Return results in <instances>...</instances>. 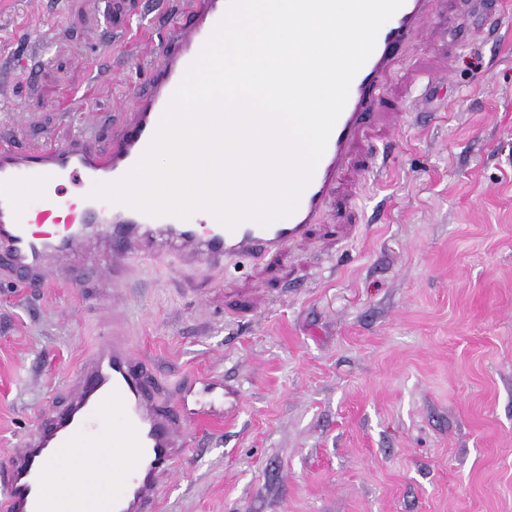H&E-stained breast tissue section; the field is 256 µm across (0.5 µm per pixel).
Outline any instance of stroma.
<instances>
[{
    "mask_svg": "<svg viewBox=\"0 0 512 512\" xmlns=\"http://www.w3.org/2000/svg\"><path fill=\"white\" fill-rule=\"evenodd\" d=\"M435 0L387 93L393 169L361 176L353 236L325 226L263 264L176 258L81 287L0 279V457L22 450L112 331L168 381L241 399L192 427L159 512H512V0ZM142 0H0V131L107 144L159 60Z\"/></svg>",
    "mask_w": 512,
    "mask_h": 512,
    "instance_id": "obj_1",
    "label": "stroma"
}]
</instances>
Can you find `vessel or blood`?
<instances>
[{
	"instance_id": "obj_1",
	"label": "vessel or blood",
	"mask_w": 512,
	"mask_h": 512,
	"mask_svg": "<svg viewBox=\"0 0 512 512\" xmlns=\"http://www.w3.org/2000/svg\"><path fill=\"white\" fill-rule=\"evenodd\" d=\"M433 2L404 0L381 27L295 212L266 227L248 221L229 230L205 212L186 220L152 217L89 196L95 183L120 178L140 158L228 5L191 0L166 19L161 60L147 70V89L136 93L135 112L108 148L81 134L36 150L0 142V277L44 287L50 260L93 240L109 247L116 274L158 260L168 243L177 245L181 267L195 269L239 257L260 260L308 241L337 199L341 179L368 153L370 131L386 128L388 80L403 49L424 31ZM231 394L222 381L202 376L168 385L126 339L103 340L63 404L40 417L20 452L0 462V512H157L160 480L189 447L190 425L222 421ZM106 438L114 450L107 462L97 456ZM54 464L60 474L81 470L92 479L77 492L63 482L50 491L46 477Z\"/></svg>"
}]
</instances>
